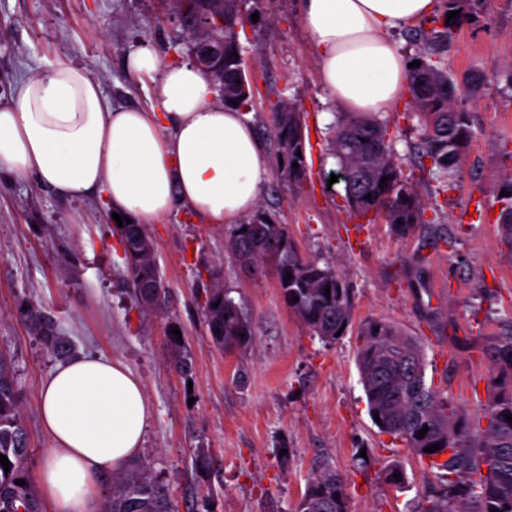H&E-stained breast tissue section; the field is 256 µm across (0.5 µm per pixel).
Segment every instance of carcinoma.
<instances>
[{
  "instance_id": "carcinoma-1",
  "label": "carcinoma",
  "mask_w": 512,
  "mask_h": 512,
  "mask_svg": "<svg viewBox=\"0 0 512 512\" xmlns=\"http://www.w3.org/2000/svg\"><path fill=\"white\" fill-rule=\"evenodd\" d=\"M240 0H175L181 19L205 17L214 32L224 37V55L205 70L219 86L224 106L238 102L248 111L253 88L243 68L240 32L247 18ZM480 0H443L442 10L432 19L440 29L418 28L412 38L418 46L414 59L420 66L408 69L410 105L423 122L420 159H427L429 172L448 179L458 170L463 149L473 129L470 114L458 102L472 97L481 85L478 73L463 82L453 80L443 65V53L454 31L469 20ZM459 16L447 19L450 11ZM277 131L276 173L290 182L303 179L307 171L303 123L296 103L281 98L272 113ZM330 150L338 160L345 201L358 217L373 222L379 218L399 234L409 233L424 222V202L414 178L406 174L392 149L389 120L379 113L343 112L332 128ZM298 167H292L293 163ZM386 183H381L382 178ZM511 195L499 197L500 220L512 241ZM372 198H367V195ZM122 242L127 281L146 309L165 306L166 292L155 262L154 241L144 224L116 227ZM227 248L240 266L251 274L259 264L276 266L279 288L287 307L310 334L325 344L338 340L342 325H351L353 289L336 266L318 258L299 255L285 227L262 208L233 225ZM292 279L287 281V274ZM330 292H325V289ZM298 300H293V297ZM212 341L226 349L248 346L253 339L251 319L231 290L219 284L205 290L203 306ZM19 316L56 357L66 359L71 343L55 321L30 301L17 308ZM357 336V367L370 415H378L379 429L402 441L428 460L446 455L431 466L435 481L415 512H512V334L497 336L486 349L494 377L491 398L482 415L470 418L427 381L428 362L417 338L399 325L368 320ZM172 351L182 372L192 370L190 354L178 336L170 335ZM428 427L423 436L417 432ZM439 445L428 453L425 448ZM0 454L9 460V472L0 465V512H43L31 485L30 448L22 421L13 364L0 353ZM25 485H19V482ZM101 512H177L165 488L140 459L126 464L112 478V491L102 499ZM295 512H349L346 478L324 457H318Z\"/></svg>"
}]
</instances>
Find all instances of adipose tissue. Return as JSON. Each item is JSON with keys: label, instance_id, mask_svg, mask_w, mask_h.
I'll return each instance as SVG.
<instances>
[{"label": "adipose tissue", "instance_id": "1", "mask_svg": "<svg viewBox=\"0 0 512 512\" xmlns=\"http://www.w3.org/2000/svg\"><path fill=\"white\" fill-rule=\"evenodd\" d=\"M434 7L300 0L323 86L350 111L392 110L409 65L388 33ZM127 64L158 76V107H110L87 69L70 63L18 82L0 103V177L32 175L71 200L104 196L141 224L178 206L208 224L238 223L267 175L249 118L217 105L214 84L194 64L161 66L147 46ZM39 414L52 440L39 483L53 512H100L103 479L138 458L151 420L140 379L117 359L72 357L42 384Z\"/></svg>", "mask_w": 512, "mask_h": 512}]
</instances>
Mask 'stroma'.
<instances>
[{
  "label": "stroma",
  "mask_w": 512,
  "mask_h": 512,
  "mask_svg": "<svg viewBox=\"0 0 512 512\" xmlns=\"http://www.w3.org/2000/svg\"><path fill=\"white\" fill-rule=\"evenodd\" d=\"M258 14L240 35L253 86L248 112L269 170L259 204L284 224L298 252L335 263L353 289L352 323L335 344L311 336L284 304L274 267L259 278L224 257L228 227L180 212L150 225L168 290L166 312L147 314L126 277L113 209L102 197L69 200L35 178L0 180V352L15 365L32 472L52 445L38 410L39 390L57 358L17 315L42 305L74 354L122 361L142 382L152 420L141 452L179 512H293L316 456L347 479L351 512H411L431 475L419 456L372 423L356 365L357 331L370 319L393 322L422 343L427 376L469 415L486 405L485 350L512 332V242L494 210L512 185V0H482L476 22L456 29L444 64L461 80L481 75L462 101L474 135L449 184L424 177L437 202L413 233L367 223L344 201L327 128L341 106L323 87L314 39L298 0H244ZM191 35L166 0H0V100L48 64L85 67L115 107L158 103V85L126 67L132 48L150 45L161 63L190 60ZM293 96L305 117L309 170L294 184L275 172L278 96ZM400 97L391 110L393 149L417 168L420 119ZM221 279L249 314L251 345L227 352L211 340L204 290ZM178 324L192 353L182 374L167 329ZM397 463L402 488L383 482Z\"/></svg>",
  "instance_id": "1"
}]
</instances>
